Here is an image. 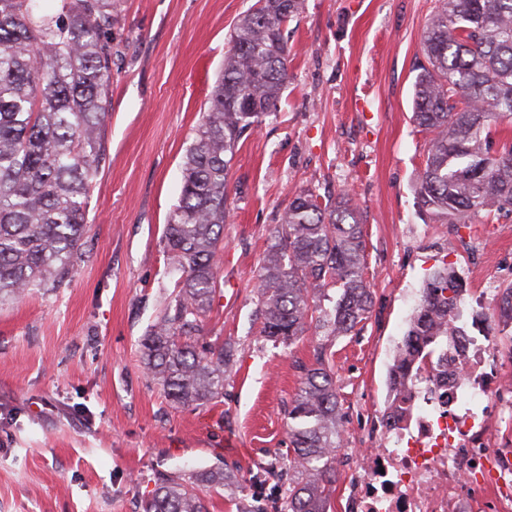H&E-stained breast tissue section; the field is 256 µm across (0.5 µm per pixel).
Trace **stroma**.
<instances>
[{"label": "stroma", "instance_id": "35a3bbf8", "mask_svg": "<svg viewBox=\"0 0 512 512\" xmlns=\"http://www.w3.org/2000/svg\"><path fill=\"white\" fill-rule=\"evenodd\" d=\"M255 0H116L106 153L91 232L67 287L0 305V512H140L156 472L227 466L199 493L209 512H245L292 472L251 478L288 446L297 362L326 343L358 447V413L381 414L392 351L428 273L448 261L464 312L492 315L512 283V215L478 213L450 231L423 221L413 185L428 136L412 121L423 29L435 0H305L286 36L292 77L278 109L244 137L229 175L221 293L202 339L230 342L224 393L179 406L145 372L142 343L178 273L162 235L185 153L219 80L237 21ZM347 191L365 231L373 291L360 335L308 328L293 345L257 333L253 276L293 194Z\"/></svg>", "mask_w": 512, "mask_h": 512}]
</instances>
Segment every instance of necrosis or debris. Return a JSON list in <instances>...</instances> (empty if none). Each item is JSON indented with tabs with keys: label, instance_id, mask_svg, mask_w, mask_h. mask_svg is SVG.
Masks as SVG:
<instances>
[{
	"label": "necrosis or debris",
	"instance_id": "4bbe7bcc",
	"mask_svg": "<svg viewBox=\"0 0 512 512\" xmlns=\"http://www.w3.org/2000/svg\"><path fill=\"white\" fill-rule=\"evenodd\" d=\"M408 420L348 448L347 512H512V365L486 333L434 354Z\"/></svg>",
	"mask_w": 512,
	"mask_h": 512
}]
</instances>
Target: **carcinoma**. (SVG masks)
Listing matches in <instances>:
<instances>
[{
  "mask_svg": "<svg viewBox=\"0 0 512 512\" xmlns=\"http://www.w3.org/2000/svg\"><path fill=\"white\" fill-rule=\"evenodd\" d=\"M0 0V302L34 288H63L89 230L88 205L106 152L112 79V0ZM304 0H255L236 24L223 73L183 163L181 199L163 252L181 273L143 340L147 373L174 403L206 404L224 392V344L198 347L220 286L219 253L229 217L228 175L241 139L276 112L287 88L288 21ZM426 63L414 82L413 121L429 135L414 186L420 212L442 224L512 208V143L494 148L512 119V0H437L425 25ZM365 239L347 191L323 200L296 194L271 234L256 275L259 334L292 344L310 324L328 336H357L373 297ZM465 284L443 264L428 276L391 373L400 389L384 417L406 419L409 374L463 331ZM494 316L512 335V284ZM288 408V467L298 473L273 501L276 512H331L336 449L345 414L325 347L300 365ZM195 481L224 486V469ZM142 512H207L194 485L173 472L155 482Z\"/></svg>",
  "mask_w": 512,
  "mask_h": 512,
  "instance_id": "carcinoma-1",
  "label": "carcinoma"
}]
</instances>
